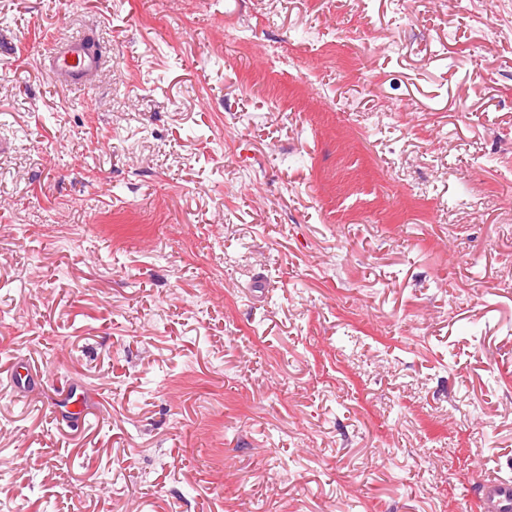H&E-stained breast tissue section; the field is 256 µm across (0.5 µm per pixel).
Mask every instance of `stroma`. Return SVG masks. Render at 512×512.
Segmentation results:
<instances>
[{
    "mask_svg": "<svg viewBox=\"0 0 512 512\" xmlns=\"http://www.w3.org/2000/svg\"><path fill=\"white\" fill-rule=\"evenodd\" d=\"M1 140L0 512H477L512 465V0H0ZM49 64L55 81L68 88H83L106 72L101 55L77 37L52 45Z\"/></svg>",
    "mask_w": 512,
    "mask_h": 512,
    "instance_id": "stroma-1",
    "label": "stroma"
}]
</instances>
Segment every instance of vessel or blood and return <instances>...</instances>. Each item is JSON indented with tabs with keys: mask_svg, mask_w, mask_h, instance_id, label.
<instances>
[{
	"mask_svg": "<svg viewBox=\"0 0 512 512\" xmlns=\"http://www.w3.org/2000/svg\"><path fill=\"white\" fill-rule=\"evenodd\" d=\"M49 64L55 81L69 88L87 86L104 72L101 55L77 37L52 45ZM476 506L479 512H512V476L497 472L483 479Z\"/></svg>",
	"mask_w": 512,
	"mask_h": 512,
	"instance_id": "1",
	"label": "vessel or blood"
}]
</instances>
